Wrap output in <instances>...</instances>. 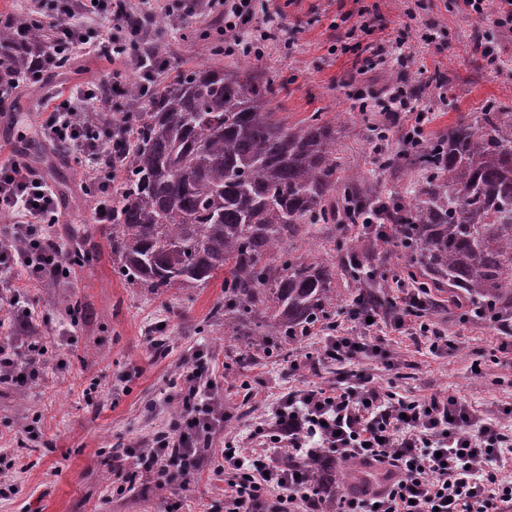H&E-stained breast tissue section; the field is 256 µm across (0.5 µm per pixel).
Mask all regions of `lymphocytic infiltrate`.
Here are the masks:
<instances>
[{"mask_svg": "<svg viewBox=\"0 0 512 512\" xmlns=\"http://www.w3.org/2000/svg\"><path fill=\"white\" fill-rule=\"evenodd\" d=\"M109 4L113 43L127 41L145 78L165 69V61L140 49V20L155 21L161 0H139L130 13L129 0H97ZM193 15L222 8L224 30L251 35L265 0H183ZM96 88L61 101L44 117L41 134L48 141L79 147L90 175L100 180L94 202L98 223L112 221L118 191L117 161L100 136L95 117ZM58 207L54 188L25 165L0 163V218L9 222V239L22 249L6 251L11 273L0 277V301L17 308L21 280L38 281L63 271L61 251L47 242L43 224ZM19 335L28 337L24 362L11 356L12 345L0 343V383L36 376L42 344L35 342L32 318L16 313ZM183 413L159 431L149 447L127 449L137 465L152 473L158 487L188 488L197 459L210 451L212 432L223 423L224 403L201 369L186 374ZM267 438L273 444L355 460L383 474L384 481L362 493L341 494L340 512H512V481L498 472L512 441L494 424L474 426L466 403L433 395L401 402L372 386L364 374H353L343 389L307 390L284 397L273 410ZM224 512H327L306 476L278 457L265 458L253 448H232L224 459Z\"/></svg>", "mask_w": 512, "mask_h": 512, "instance_id": "lymphocytic-infiltrate-1", "label": "lymphocytic infiltrate"}]
</instances>
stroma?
Masks as SVG:
<instances>
[{
  "label": "stroma",
  "mask_w": 512,
  "mask_h": 512,
  "mask_svg": "<svg viewBox=\"0 0 512 512\" xmlns=\"http://www.w3.org/2000/svg\"><path fill=\"white\" fill-rule=\"evenodd\" d=\"M267 9L283 29L266 43L258 61L282 82L273 105L287 126L312 113H349L337 150L346 169L385 191L404 192L424 178L417 165L397 175L377 164L380 141L352 111L366 102L385 118L382 101L400 79L421 88L414 116L394 118L395 129L420 127L424 138L480 112L492 100L512 106V32L495 28L493 16L477 20L458 12L452 0H269ZM373 19L372 39L406 31L415 45L410 66L396 57L361 65L350 47L363 40L351 21L359 10ZM211 16L189 18L172 28L168 16L152 27L169 76L210 57L206 38ZM491 39L498 57L489 67L476 45ZM130 77L126 59L111 52L76 54L71 68L45 86L24 85L0 118V162L23 150L35 172L52 184L61 206L49 234L63 252L92 250L89 263L67 262V275L28 284V307L46 348L37 378L24 389L0 384V454L13 463L7 476L15 492L0 496V512H224L221 450L227 439L262 447L258 426L269 423L283 396L345 384L364 371L397 398L414 401L439 394L468 403L485 422L512 439V334L496 323L461 316L447 290H433L432 318L448 348L430 352L426 339L382 321L372 330L377 352L350 362L322 359L327 327L290 346L287 356L256 353L239 360L214 311L224 302V279L196 288L135 287L118 273V261L96 223L94 202L84 196L89 177L78 151L55 155L39 129L41 114L84 84L112 85L114 73ZM444 77L436 86V77ZM224 396L227 419L213 432V453L201 461L185 491H160L142 468L112 471L104 465L110 448L150 444L171 422L181 402L185 375L196 363Z\"/></svg>",
  "instance_id": "1"
}]
</instances>
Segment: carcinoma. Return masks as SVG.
<instances>
[{
	"mask_svg": "<svg viewBox=\"0 0 512 512\" xmlns=\"http://www.w3.org/2000/svg\"><path fill=\"white\" fill-rule=\"evenodd\" d=\"M57 38L37 12L0 18V79L47 67ZM278 75L249 62L201 63L144 93L126 84L128 137L110 139L126 182L109 241L131 284L196 288L224 273V327L252 349L277 350L333 319L336 255L363 275L352 307L391 308L393 254L420 288H448V303L512 328V107L486 105L435 140H403L383 157L428 172L410 196L386 195L340 175V125L316 112L293 128L276 117ZM350 224L354 238L336 237ZM331 231L333 248L302 254L297 238ZM322 491L326 460L297 458Z\"/></svg>",
	"mask_w": 512,
	"mask_h": 512,
	"instance_id": "1",
	"label": "carcinoma"
}]
</instances>
